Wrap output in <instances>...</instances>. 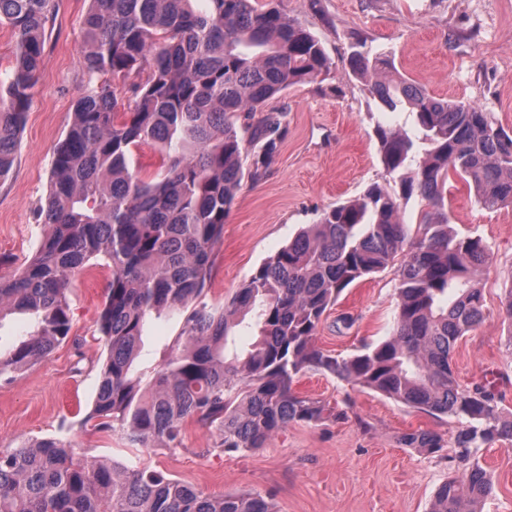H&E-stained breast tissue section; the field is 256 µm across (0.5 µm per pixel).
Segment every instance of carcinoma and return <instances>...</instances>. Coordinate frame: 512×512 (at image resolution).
<instances>
[{
  "label": "carcinoma",
  "instance_id": "carcinoma-1",
  "mask_svg": "<svg viewBox=\"0 0 512 512\" xmlns=\"http://www.w3.org/2000/svg\"><path fill=\"white\" fill-rule=\"evenodd\" d=\"M82 20L88 88L51 164L34 256L0 280V319L27 313L31 330L5 356L0 376L48 357L71 330L70 277L103 260L112 267L97 327L107 347L93 408L84 423L120 434L130 446L177 448L184 422L208 427L213 447L263 448L293 422H336L345 412L302 396L296 378L314 370L432 415L456 418L460 456L512 444V418L493 388L463 387L452 364L457 341L484 319L477 272L491 259L480 238L449 226L448 182L473 187L485 210L512 205V136L488 113L438 98L416 82L372 87L390 112L415 114L417 135L376 129L381 162L399 190L373 183L324 211L279 249L225 303L205 301L212 252L236 192L259 180L278 151L284 112L268 99L331 70L320 42L277 0H88ZM56 0H0V22L15 37L0 80V182L10 175L38 82L47 23ZM353 69L388 68L384 53L357 45ZM147 72L133 104L116 81ZM154 143L161 172L130 166L132 148ZM421 202L414 236L398 222ZM399 264L390 336L347 356L316 344L323 316L355 282ZM182 316V344L148 381L136 371L146 319ZM258 329L247 347L237 328ZM405 446L442 450L431 432ZM477 462L437 490L429 512H482L495 490ZM0 512H276L258 493L207 495L136 464L82 454L63 438L24 440L0 450Z\"/></svg>",
  "mask_w": 512,
  "mask_h": 512
}]
</instances>
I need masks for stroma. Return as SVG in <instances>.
I'll list each match as a JSON object with an SVG mask.
<instances>
[{"mask_svg":"<svg viewBox=\"0 0 512 512\" xmlns=\"http://www.w3.org/2000/svg\"><path fill=\"white\" fill-rule=\"evenodd\" d=\"M87 6V0H57L47 25L17 162L0 183V279L32 257L46 232L39 208L53 154L87 83L82 33ZM280 8L320 41L332 70L325 79L267 101V110L286 113L288 131L264 177L243 181L234 199L213 250L211 302L227 301L324 210L359 196L371 183H390L375 129L412 135L415 117L383 110L371 92L375 82L415 80L434 96L481 107L512 135V0H280ZM357 43L390 53L392 67L357 74L350 62ZM448 210L455 232L481 238L492 250L479 274L485 318L457 342L453 365L461 385L493 383L510 414L512 324L502 301L512 286V206L484 210L459 182ZM111 275L103 265L75 274L66 341L21 374L0 378V449L63 437L98 459L160 471L211 495H270L276 512H428L437 489L466 468L455 444L462 428L458 420L318 371L303 374L295 390L346 409L347 419L293 423L266 447L236 452L213 447L211 432L190 419L176 451L127 447L86 421L107 355L95 321ZM397 286V270L390 267L347 288L326 312L318 346L344 356L386 339L395 323ZM181 328L175 315L150 318L139 367L161 363ZM417 431L440 435L442 451L428 454L401 444L402 435ZM476 458L496 479L483 512H512V449L498 442L481 448Z\"/></svg>","mask_w":512,"mask_h":512,"instance_id":"obj_1","label":"stroma"}]
</instances>
